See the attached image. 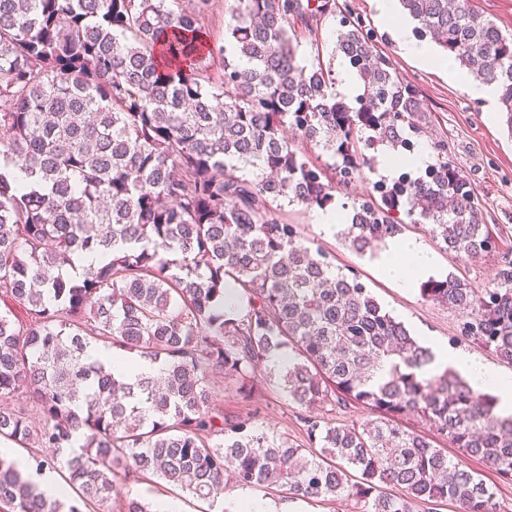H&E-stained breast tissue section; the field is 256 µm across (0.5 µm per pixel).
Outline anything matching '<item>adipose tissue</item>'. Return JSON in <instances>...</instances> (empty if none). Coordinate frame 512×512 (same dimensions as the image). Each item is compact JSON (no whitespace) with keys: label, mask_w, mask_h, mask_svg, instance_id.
Returning a JSON list of instances; mask_svg holds the SVG:
<instances>
[{"label":"adipose tissue","mask_w":512,"mask_h":512,"mask_svg":"<svg viewBox=\"0 0 512 512\" xmlns=\"http://www.w3.org/2000/svg\"><path fill=\"white\" fill-rule=\"evenodd\" d=\"M378 8L383 17L393 20V36L409 56L418 59L426 67L453 72L454 67L450 60L438 57L427 44L417 42L411 35L410 23L398 20L399 0H378ZM376 263L384 278L399 287L408 288L431 271L434 260L418 242L393 239L377 257ZM429 348L432 361L426 367L427 372L455 369L474 388L493 393L497 397V411L501 416H512V377L495 373L475 357L448 349L440 343L430 342Z\"/></svg>","instance_id":"obj_1"}]
</instances>
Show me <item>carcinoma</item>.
Here are the masks:
<instances>
[{
  "instance_id": "carcinoma-1",
  "label": "carcinoma",
  "mask_w": 512,
  "mask_h": 512,
  "mask_svg": "<svg viewBox=\"0 0 512 512\" xmlns=\"http://www.w3.org/2000/svg\"><path fill=\"white\" fill-rule=\"evenodd\" d=\"M421 36L498 88L512 132V34L473 0H400ZM213 0H0V441L34 451L35 473L0 455V512H92L118 477L151 476L213 507L225 488H282L301 501L351 498L361 512H499L496 493L446 441L512 482V416L497 398L431 362L359 276L314 254L284 205L323 209L372 159L413 148L416 88L340 21L336 51L363 82L353 102L336 73L303 65L298 38L336 0H234L224 39ZM301 143L333 163L310 159ZM418 180L377 185L342 232L363 252L401 234L399 206L443 248H495L482 205L443 147ZM25 175L21 183L16 172ZM109 257L81 269L84 255ZM420 295L457 310L461 332L512 364V260L492 286L450 276ZM159 363L126 383L87 349ZM288 347L279 379L307 410L355 403L373 418L302 416L307 440L266 431L258 411L227 416L211 381L250 398L255 370ZM389 366L386 375L378 372ZM418 415L426 432L400 419ZM51 449L48 458L39 454ZM61 473V496L35 476Z\"/></svg>"
}]
</instances>
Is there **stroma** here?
<instances>
[{
	"label": "stroma",
	"instance_id": "35a3bbf8",
	"mask_svg": "<svg viewBox=\"0 0 512 512\" xmlns=\"http://www.w3.org/2000/svg\"><path fill=\"white\" fill-rule=\"evenodd\" d=\"M350 13L361 18L377 48L391 59L397 74L418 88L423 109L417 120L423 136L416 151L429 154L434 143L446 144L449 163L467 176L484 206V220L496 236L498 249L467 260L444 251L433 239L428 225H406L405 236L419 240L433 256L434 279L454 275L477 288L491 285L503 257L512 258V135L507 132L499 104L472 99L461 82L450 80L446 73L431 70L407 55L394 40L391 23L380 16L376 0H336L335 15L322 19L314 35L300 38L298 56L304 64L320 59L339 67L341 55L335 50L339 19ZM284 214L288 223L298 225L306 242L321 248L334 269L358 273L382 308L401 321L412 336L423 341L435 340L476 357L496 373L512 376V364L462 336V317L458 311L424 300L418 288L395 287L379 274L372 252L355 251L339 233L328 232L317 224V209L294 204L285 207ZM270 368L266 361L255 371L251 400H243L237 382L228 379L216 384L215 403L228 414L256 409L266 430L304 443L302 409L271 377ZM129 497L152 503L168 500L177 505L179 512L205 509L204 503L162 481L129 478L117 481L111 500L96 506L95 512H117L118 500Z\"/></svg>",
	"mask_w": 512,
	"mask_h": 512
}]
</instances>
